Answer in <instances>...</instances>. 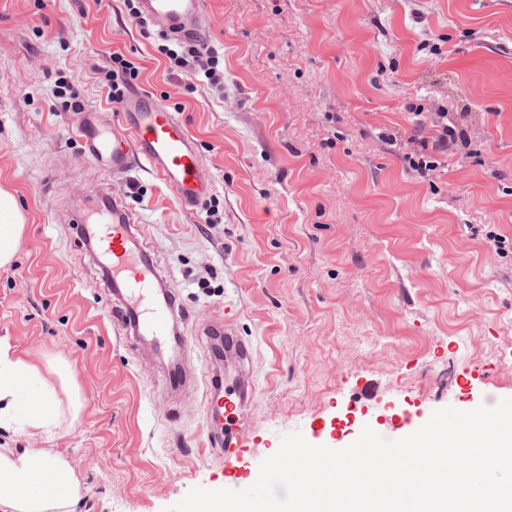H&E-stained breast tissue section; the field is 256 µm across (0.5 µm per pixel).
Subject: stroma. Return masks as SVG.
<instances>
[{
	"label": "stroma",
	"mask_w": 512,
	"mask_h": 512,
	"mask_svg": "<svg viewBox=\"0 0 512 512\" xmlns=\"http://www.w3.org/2000/svg\"><path fill=\"white\" fill-rule=\"evenodd\" d=\"M206 2L220 96L204 82L187 93L124 0H0V187L26 222L0 268V338L66 360L85 399L68 433L0 429V448L66 458L74 512H163L192 488L235 486L208 446L203 345L185 386L163 390L167 362L114 329L112 291L64 222L103 187L139 215L196 325L229 320L253 346L251 472L290 433L333 448L405 412L422 425L489 389L512 396V0ZM426 39L441 55L420 51ZM116 53L196 141L221 223L147 171L77 164L78 112L120 118L105 81ZM59 77L76 98L57 95ZM415 106L467 132L429 181L404 158ZM368 380L380 398L364 407Z\"/></svg>",
	"instance_id": "obj_1"
}]
</instances>
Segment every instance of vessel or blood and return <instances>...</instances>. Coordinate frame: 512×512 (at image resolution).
Here are the masks:
<instances>
[{
	"label": "vessel or blood",
	"instance_id": "b4317fda",
	"mask_svg": "<svg viewBox=\"0 0 512 512\" xmlns=\"http://www.w3.org/2000/svg\"><path fill=\"white\" fill-rule=\"evenodd\" d=\"M139 7L141 17L164 34L206 39L205 0H139ZM120 114L122 124L116 127L97 112L83 113L76 127L79 159L114 178L147 168L171 190L180 206L194 210L209 195L212 180L180 119L142 89L126 95ZM68 222L85 244L97 249L98 264L114 296L113 323L123 335L178 353V362L168 370V383L181 387L186 381L182 360L190 355L193 343L181 326L188 323L190 313L178 291L162 288L137 215L122 198L104 193L70 208ZM214 329L224 338V367L208 368L205 374V409L213 418L232 422L242 416L252 398L253 387L242 374L251 360V349L225 323H215Z\"/></svg>",
	"mask_w": 512,
	"mask_h": 512
}]
</instances>
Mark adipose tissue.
<instances>
[{
    "instance_id": "ef3b65f1",
    "label": "adipose tissue",
    "mask_w": 512,
    "mask_h": 512,
    "mask_svg": "<svg viewBox=\"0 0 512 512\" xmlns=\"http://www.w3.org/2000/svg\"><path fill=\"white\" fill-rule=\"evenodd\" d=\"M24 231L14 196L0 189V267L10 265ZM32 392L29 406L18 400ZM84 399L72 380L69 363L59 358L29 360L13 354L0 339V428L28 436L68 431L80 418ZM81 483L63 456L41 448L17 453L0 448V508L8 512H74Z\"/></svg>"
}]
</instances>
